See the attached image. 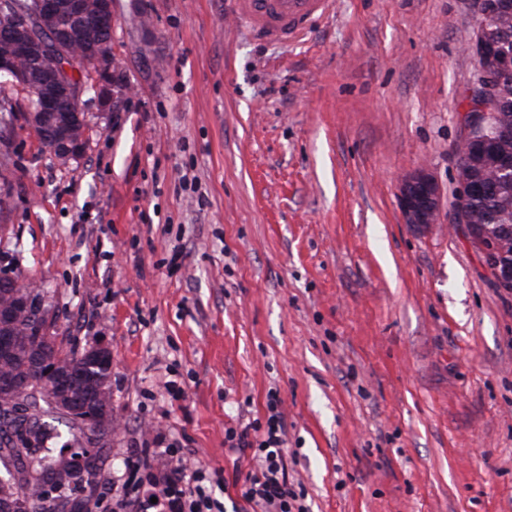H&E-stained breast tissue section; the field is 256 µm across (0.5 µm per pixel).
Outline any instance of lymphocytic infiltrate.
<instances>
[{
  "mask_svg": "<svg viewBox=\"0 0 512 512\" xmlns=\"http://www.w3.org/2000/svg\"><path fill=\"white\" fill-rule=\"evenodd\" d=\"M266 409L265 422L224 432L225 447L249 460L236 482L239 501L232 508L213 498V474L204 466L168 457L162 448H135V469L162 471L152 475L153 493L135 498L136 512H308L303 487L288 477L287 421L277 391H268Z\"/></svg>",
  "mask_w": 512,
  "mask_h": 512,
  "instance_id": "obj_1",
  "label": "lymphocytic infiltrate"
}]
</instances>
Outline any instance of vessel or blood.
Wrapping results in <instances>:
<instances>
[{"mask_svg":"<svg viewBox=\"0 0 512 512\" xmlns=\"http://www.w3.org/2000/svg\"><path fill=\"white\" fill-rule=\"evenodd\" d=\"M334 7L335 0H235V15L264 40L288 43Z\"/></svg>","mask_w":512,"mask_h":512,"instance_id":"b4317fda","label":"vessel or blood"}]
</instances>
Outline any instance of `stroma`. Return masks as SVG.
Instances as JSON below:
<instances>
[{
  "label": "stroma",
  "mask_w": 512,
  "mask_h": 512,
  "mask_svg": "<svg viewBox=\"0 0 512 512\" xmlns=\"http://www.w3.org/2000/svg\"><path fill=\"white\" fill-rule=\"evenodd\" d=\"M232 2L112 0L125 84L90 95L80 157L11 133L0 235L62 347L112 348L94 512L159 441L234 494L224 432L272 388L309 512H512V292L452 221L472 0H336L292 47ZM399 205L404 224L417 229L435 224L440 208L439 186L423 171L406 177L400 187Z\"/></svg>",
  "instance_id": "stroma-1"
}]
</instances>
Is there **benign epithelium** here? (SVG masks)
Here are the masks:
<instances>
[{
    "label": "benign epithelium",
    "mask_w": 512,
    "mask_h": 512,
    "mask_svg": "<svg viewBox=\"0 0 512 512\" xmlns=\"http://www.w3.org/2000/svg\"><path fill=\"white\" fill-rule=\"evenodd\" d=\"M501 5V0H474L479 25L470 42V50L476 58L481 59L489 49H496L497 72L492 73L482 65L477 67L467 103L458 115L461 137L455 146V154L459 167L466 164L472 149L497 133L488 98L496 80L512 76V47L500 36L498 28L491 24L492 18L500 13ZM69 7L97 28L110 29L114 24L112 0H100L93 12L88 11L85 0H70ZM57 10L56 0H13L8 17L0 20V39L10 42L20 56L47 55L54 60L51 71L45 75L38 90L40 104L37 110L24 113L23 118L31 125L46 130L52 152L72 161L80 156L83 142L73 138L69 130L83 122L81 101L85 89L76 74L74 60L68 54L70 33L52 26ZM87 54L94 56L98 62L97 75L100 78L112 76V62L101 54L97 46H89ZM0 76L4 78V83L14 86L29 83L28 73L18 66L17 60L11 55L0 57ZM480 189L479 185L458 183L456 223L465 225L468 238L474 242L477 237L486 235L487 228L471 223L465 201ZM399 205L404 223L417 229L426 228L436 222L440 208L439 186L423 171L411 175L402 181ZM487 269L500 287L506 290L512 288V261L496 257L494 265L487 266ZM0 288L22 289L17 303L20 313L29 311L31 302L37 296L34 286L15 278L0 280ZM43 318L44 312L41 311L31 321V327L36 336L49 342L55 328ZM83 355L112 362L111 347L103 340L87 346ZM44 376L48 378L47 392L52 404L63 401L71 416L87 424L93 423V419L86 415L81 395L68 391L69 385L79 379V372L71 368L59 371L53 367L44 370Z\"/></svg>",
    "instance_id": "benign-epithelium-1"
}]
</instances>
